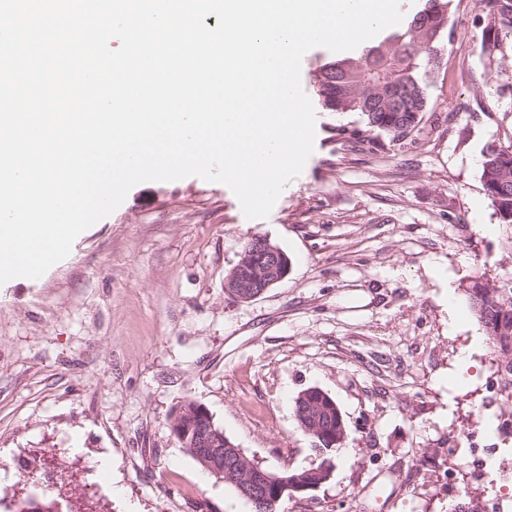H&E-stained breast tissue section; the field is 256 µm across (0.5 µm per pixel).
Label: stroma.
<instances>
[{"label":"stroma","instance_id":"35a3bbf8","mask_svg":"<svg viewBox=\"0 0 512 512\" xmlns=\"http://www.w3.org/2000/svg\"><path fill=\"white\" fill-rule=\"evenodd\" d=\"M485 18L454 0L429 110L400 144L350 137L361 118L315 85L333 54L308 51L315 149L268 218L221 183L144 182L40 278L0 284V512L31 496L27 470L72 512H253L180 448L170 415L188 401L266 469L329 461L280 512H455L490 494L447 481L466 471L448 454L458 432L500 440L472 415L498 412V378L465 295L512 272L481 178L488 148L512 144V95L474 48ZM256 236L291 270L239 303L224 280ZM310 387L336 401L345 450L302 434L294 400Z\"/></svg>","mask_w":512,"mask_h":512}]
</instances>
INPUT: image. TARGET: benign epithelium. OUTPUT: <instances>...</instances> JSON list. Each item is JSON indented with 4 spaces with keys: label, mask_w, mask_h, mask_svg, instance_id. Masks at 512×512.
<instances>
[{
    "label": "benign epithelium",
    "mask_w": 512,
    "mask_h": 512,
    "mask_svg": "<svg viewBox=\"0 0 512 512\" xmlns=\"http://www.w3.org/2000/svg\"><path fill=\"white\" fill-rule=\"evenodd\" d=\"M289 269L288 255L268 238L257 236L240 253L237 264L225 279L224 289L235 301L249 303L281 283L288 276ZM321 421L320 403L314 399L308 401L306 410L300 412V425L318 437ZM171 422L176 425L173 435L180 442L192 438L190 444L199 448L198 455L204 468L232 483L240 496L260 512L270 500L314 490L328 477L325 465L300 475L270 471L227 441L224 447H217L215 436L219 431L214 427L212 416L205 407L194 402L180 406Z\"/></svg>",
    "instance_id": "benign-epithelium-1"
}]
</instances>
